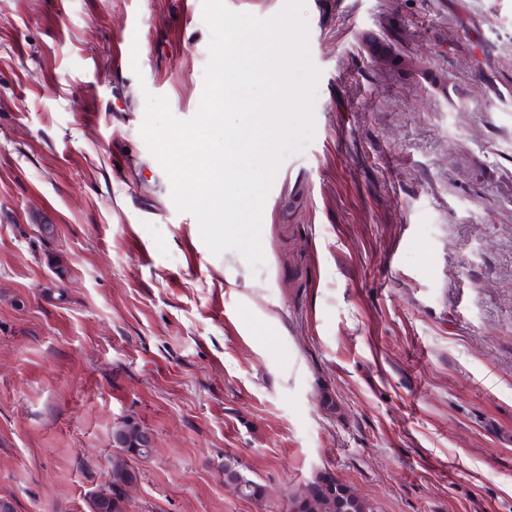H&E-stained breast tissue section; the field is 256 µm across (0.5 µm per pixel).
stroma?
Segmentation results:
<instances>
[{
  "label": "stroma",
  "instance_id": "35a3bbf8",
  "mask_svg": "<svg viewBox=\"0 0 512 512\" xmlns=\"http://www.w3.org/2000/svg\"><path fill=\"white\" fill-rule=\"evenodd\" d=\"M310 140L264 261L213 255L139 129L197 112L202 0H0V498L87 512H512V0H303ZM385 54L375 53V46ZM51 224L46 237L38 227ZM235 456L266 496L226 491ZM146 429L132 424L126 431L117 430L114 439L118 453L112 455V472L106 487L100 491V496L90 499L88 512H129L128 503L117 495L116 487L124 483L137 480L136 471L130 465L129 460L133 457L142 458ZM118 459L119 463H116Z\"/></svg>",
  "mask_w": 512,
  "mask_h": 512
}]
</instances>
